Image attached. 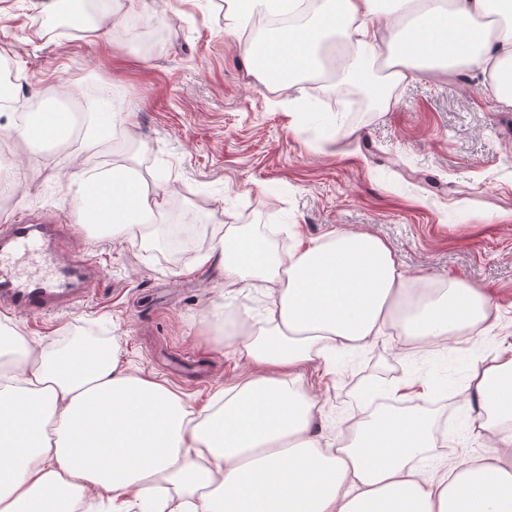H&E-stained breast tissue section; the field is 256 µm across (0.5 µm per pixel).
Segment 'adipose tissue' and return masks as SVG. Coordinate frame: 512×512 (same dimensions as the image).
<instances>
[{"instance_id":"ef3b65f1","label":"adipose tissue","mask_w":512,"mask_h":512,"mask_svg":"<svg viewBox=\"0 0 512 512\" xmlns=\"http://www.w3.org/2000/svg\"><path fill=\"white\" fill-rule=\"evenodd\" d=\"M225 32H244L258 13L278 16L292 0H225ZM54 18L70 11L91 40L123 24L113 0H37ZM410 22H403V15ZM248 70L295 101L302 80L326 59L342 80L365 86L379 107L390 87L418 72L476 69L490 73L496 103L512 106V0H321L308 19L240 44ZM387 51L388 85L373 81L363 59ZM128 114L103 93L74 124L61 99L12 121L27 146L65 144L80 136L92 149ZM77 221L94 233L121 231L150 240L163 214L164 190L148 191L134 163L79 168L71 175ZM198 258L229 286L261 279L278 284L272 329L243 334L240 355L252 373L225 384L205 415L193 418L161 382L131 374L106 347L0 338V512H78L104 494L113 512L147 503L151 512H512V346L474 364L466 386L475 398L477 437L496 443L490 458H457L424 473L418 457L434 447L426 412L382 410L349 419L347 444L323 448L314 430L318 401L301 368L364 346L397 320L407 338L434 347L483 325L498 308L462 280L418 294L397 256L378 236L333 229L321 241L276 255L265 238L216 225Z\"/></svg>"}]
</instances>
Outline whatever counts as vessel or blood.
Listing matches in <instances>:
<instances>
[{
	"instance_id": "b4317fda",
	"label": "vessel or blood",
	"mask_w": 512,
	"mask_h": 512,
	"mask_svg": "<svg viewBox=\"0 0 512 512\" xmlns=\"http://www.w3.org/2000/svg\"><path fill=\"white\" fill-rule=\"evenodd\" d=\"M94 256L77 248L66 224L0 225V305L39 315L72 290L88 294L100 281Z\"/></svg>"
}]
</instances>
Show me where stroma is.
<instances>
[{
    "label": "stroma",
    "mask_w": 512,
    "mask_h": 512,
    "mask_svg": "<svg viewBox=\"0 0 512 512\" xmlns=\"http://www.w3.org/2000/svg\"><path fill=\"white\" fill-rule=\"evenodd\" d=\"M223 3L139 0L132 7L120 0L127 19L161 35L145 54L127 27L90 43L30 0H0V58L17 73L13 90L22 103L63 86L86 108L108 85L115 111L132 120L118 147L86 152L77 139L58 149L15 142L8 116H0V141L15 143L8 169L19 182L8 209H0V225L73 224L74 152L87 168L132 158L147 186L169 182L167 201L182 210L163 222H178L196 240L193 255L181 258L155 242L99 237L74 224L78 247L100 261L98 288L38 316L0 311V327L50 349L86 338L115 348L122 365L200 411L216 390L249 373L231 338L244 323L265 328L275 296L271 283L230 288L198 266L213 225L260 235L277 228L287 242L270 247L281 255L334 228L369 232L392 248L409 276L483 289L499 307L500 325L491 333L473 329L444 353L389 325L332 370L308 364L318 432L343 445L338 432L367 406V389L411 375L443 388L439 397L409 391L402 402L435 420L437 444L424 469L461 454L491 456L470 431L464 385L473 362L494 357L500 337L512 339V108L496 106L482 72L425 73L397 87L389 109L358 113L354 86L322 84L321 111L343 119L317 126L248 75L237 38L224 31Z\"/></svg>",
    "instance_id": "stroma-1"
}]
</instances>
